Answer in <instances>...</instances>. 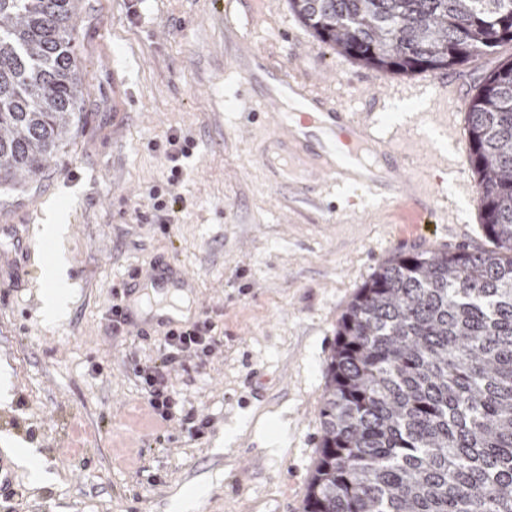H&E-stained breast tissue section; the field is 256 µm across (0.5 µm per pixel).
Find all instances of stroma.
<instances>
[{
	"label": "stroma",
	"mask_w": 512,
	"mask_h": 512,
	"mask_svg": "<svg viewBox=\"0 0 512 512\" xmlns=\"http://www.w3.org/2000/svg\"><path fill=\"white\" fill-rule=\"evenodd\" d=\"M83 96L81 119L36 177L0 186V256L26 236L27 275L0 267V452L14 495L0 512H171L205 488L195 512H303L321 437L319 410L337 323L380 264L399 252L489 247L469 162L465 98L512 43L451 71L455 96L434 102L440 74L397 75L319 43L288 0H79L71 21ZM370 119L375 136L407 156L426 182L446 168L439 218L411 223L405 203L349 209L358 190L324 184L313 204L297 182L313 159L290 145L291 171L274 180L273 118L242 99L250 55ZM193 154L176 186L183 200L168 231L149 191L166 185L170 133ZM65 234L47 238L51 215ZM160 256L194 274L190 318L209 315L222 346L206 363L184 359L172 378L182 410L208 418L191 439L157 421L139 368L158 362L164 327L113 335L106 309L131 273ZM63 258L67 310L42 312L40 273ZM40 454L50 475L33 484L18 451Z\"/></svg>",
	"instance_id": "1"
}]
</instances>
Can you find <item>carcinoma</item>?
<instances>
[{
    "label": "carcinoma",
    "mask_w": 512,
    "mask_h": 512,
    "mask_svg": "<svg viewBox=\"0 0 512 512\" xmlns=\"http://www.w3.org/2000/svg\"><path fill=\"white\" fill-rule=\"evenodd\" d=\"M77 0H0V183L68 139ZM317 41L396 74L512 43V0H288ZM490 249L393 255L342 315L303 512H512V59L465 101Z\"/></svg>",
    "instance_id": "carcinoma-1"
}]
</instances>
